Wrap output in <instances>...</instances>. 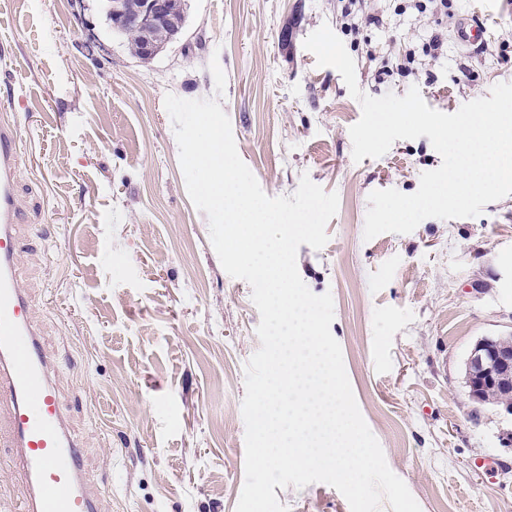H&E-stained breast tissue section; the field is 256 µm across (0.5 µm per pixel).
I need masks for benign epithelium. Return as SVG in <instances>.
Listing matches in <instances>:
<instances>
[{"label":"benign epithelium","mask_w":512,"mask_h":512,"mask_svg":"<svg viewBox=\"0 0 512 512\" xmlns=\"http://www.w3.org/2000/svg\"><path fill=\"white\" fill-rule=\"evenodd\" d=\"M168 20L167 0H117L112 4V26L136 27L144 47L155 50V31ZM466 387L473 401L480 400L483 389L494 383L512 384V338L483 337L471 349L466 364Z\"/></svg>","instance_id":"1"}]
</instances>
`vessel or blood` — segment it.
Masks as SVG:
<instances>
[{
	"instance_id": "vessel-or-blood-1",
	"label": "vessel or blood",
	"mask_w": 512,
	"mask_h": 512,
	"mask_svg": "<svg viewBox=\"0 0 512 512\" xmlns=\"http://www.w3.org/2000/svg\"><path fill=\"white\" fill-rule=\"evenodd\" d=\"M476 20L453 33L467 48L485 41ZM21 135L0 121V414L8 418L7 447L18 458L17 475L28 488L21 512H99L97 493L84 472L81 445L62 411L50 361L34 322L33 304L18 274L19 224L26 212L16 195Z\"/></svg>"
}]
</instances>
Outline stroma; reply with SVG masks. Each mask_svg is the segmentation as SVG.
Here are the masks:
<instances>
[{
  "instance_id": "1",
  "label": "stroma",
  "mask_w": 512,
  "mask_h": 512,
  "mask_svg": "<svg viewBox=\"0 0 512 512\" xmlns=\"http://www.w3.org/2000/svg\"><path fill=\"white\" fill-rule=\"evenodd\" d=\"M185 3L180 37L144 63L108 27L103 0H0L1 116L22 137L28 206L21 274L100 512H236L245 482L244 369L260 314L188 196L169 93L218 98L268 196L291 195L304 175L337 193L327 244L300 245L297 268L313 293L332 294L361 414L421 512H512V415L475 407L464 384L477 340L512 336V195L474 218L364 240L369 194L414 193L442 159L423 136L354 162L361 106L304 47L329 26L364 93L414 86L453 113L512 82V0H449L440 24L367 0L383 24L356 35L342 0ZM468 13L488 27L485 47L456 46ZM436 34L439 60L396 72ZM275 494L288 512H350L324 483Z\"/></svg>"
}]
</instances>
